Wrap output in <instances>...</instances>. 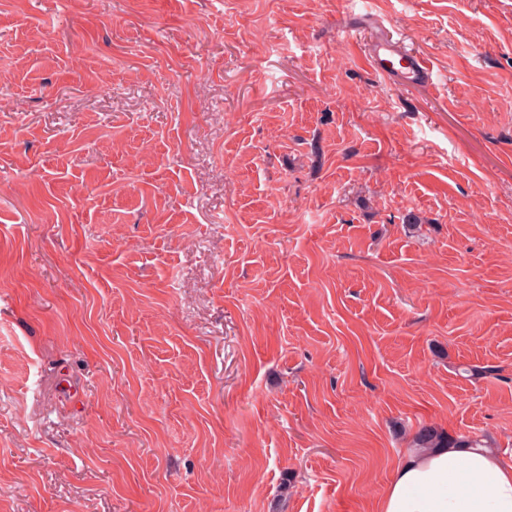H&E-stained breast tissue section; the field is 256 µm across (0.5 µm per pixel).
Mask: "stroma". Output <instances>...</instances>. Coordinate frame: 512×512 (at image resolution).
Wrapping results in <instances>:
<instances>
[{"instance_id": "35a3bbf8", "label": "stroma", "mask_w": 512, "mask_h": 512, "mask_svg": "<svg viewBox=\"0 0 512 512\" xmlns=\"http://www.w3.org/2000/svg\"><path fill=\"white\" fill-rule=\"evenodd\" d=\"M423 426L512 455V0H0V512H374ZM369 58L375 72L384 77H401L405 81L429 84L433 68L417 53L404 48L388 31L370 48Z\"/></svg>"}]
</instances>
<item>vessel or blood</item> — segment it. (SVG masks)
<instances>
[{"label": "vessel or blood", "mask_w": 512, "mask_h": 512, "mask_svg": "<svg viewBox=\"0 0 512 512\" xmlns=\"http://www.w3.org/2000/svg\"><path fill=\"white\" fill-rule=\"evenodd\" d=\"M369 58L375 72L382 77H400L418 84H427L432 80L433 68L429 61L404 48L391 33H384L374 42Z\"/></svg>", "instance_id": "vessel-or-blood-1"}]
</instances>
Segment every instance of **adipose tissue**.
<instances>
[{"label": "adipose tissue", "mask_w": 512, "mask_h": 512, "mask_svg": "<svg viewBox=\"0 0 512 512\" xmlns=\"http://www.w3.org/2000/svg\"><path fill=\"white\" fill-rule=\"evenodd\" d=\"M378 512H512V458L470 448L410 450Z\"/></svg>", "instance_id": "1"}]
</instances>
